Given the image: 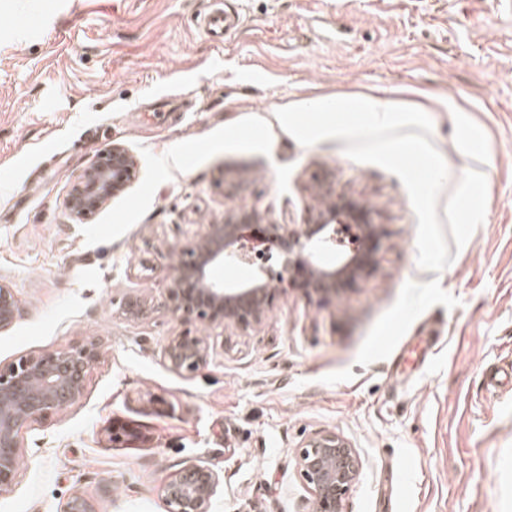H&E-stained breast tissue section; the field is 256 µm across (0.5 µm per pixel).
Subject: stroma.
I'll return each mask as SVG.
<instances>
[{
  "mask_svg": "<svg viewBox=\"0 0 512 512\" xmlns=\"http://www.w3.org/2000/svg\"><path fill=\"white\" fill-rule=\"evenodd\" d=\"M218 0H0V282L17 300L0 367L100 344L83 396L24 430L0 512H166L184 466L224 480L212 512H312L296 452L320 432L358 449L345 512H512V0H219L241 23L228 44L199 24ZM373 94L424 107L448 187L486 174L482 225L449 245L444 271L417 265V218L401 180L358 163L342 140L309 147L275 131L269 155L223 152L154 192L120 238L86 245L71 187L111 145L144 178L165 154L246 117L319 96ZM472 127L460 147V123ZM329 171L384 236L371 273L329 302L280 296L246 330L162 307L178 253L225 210L300 223L305 185ZM237 182L234 196L226 182ZM439 280L435 305L389 357L357 364L404 283ZM133 296L154 311L133 319ZM207 338L197 371L172 370L174 336ZM120 440H113V433Z\"/></svg>",
  "mask_w": 512,
  "mask_h": 512,
  "instance_id": "stroma-1",
  "label": "stroma"
}]
</instances>
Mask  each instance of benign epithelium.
Wrapping results in <instances>:
<instances>
[{
	"mask_svg": "<svg viewBox=\"0 0 512 512\" xmlns=\"http://www.w3.org/2000/svg\"><path fill=\"white\" fill-rule=\"evenodd\" d=\"M133 155L120 144L101 154L71 188L70 215L85 221L128 186ZM305 191L316 194L301 224H265L259 239L281 260L277 285H268L264 270L245 284H226L216 270L239 258L244 230L264 224L265 215L252 207L224 211V221L206 224L195 244L180 252L172 268L164 306L177 316L204 326L218 324L247 328L259 324L273 308L277 295L289 288L305 296L328 300L353 288L376 263L381 233L366 202L336 192L330 174L314 179ZM126 315L143 318L153 309L144 297L126 300ZM17 312L12 289L0 283V328ZM209 355V344L186 334L174 337L165 350L172 369L193 373ZM99 358L95 343L45 352L0 368V491L9 487L22 462L21 434L77 402L84 393L89 368ZM300 475L311 494L313 512H343L345 498L358 480L362 461L357 449L335 432L317 433L297 452ZM221 486L213 469L192 464L165 486L167 512H210Z\"/></svg>",
	"mask_w": 512,
	"mask_h": 512,
	"instance_id": "benign-epithelium-1",
	"label": "benign epithelium"
}]
</instances>
